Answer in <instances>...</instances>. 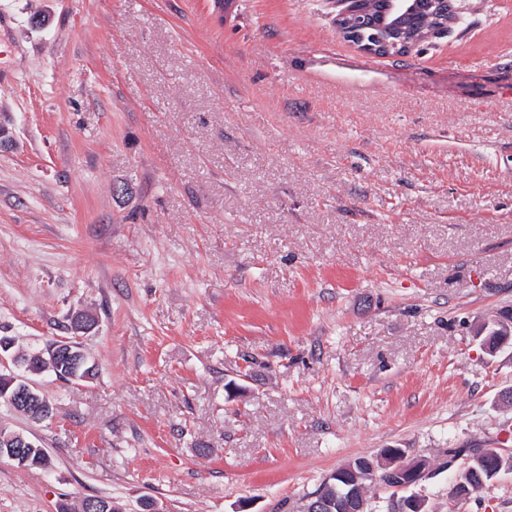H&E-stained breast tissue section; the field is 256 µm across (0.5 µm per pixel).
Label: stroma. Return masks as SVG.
<instances>
[{
  "mask_svg": "<svg viewBox=\"0 0 512 512\" xmlns=\"http://www.w3.org/2000/svg\"><path fill=\"white\" fill-rule=\"evenodd\" d=\"M369 56L331 0H0V336L68 335L93 380L39 377L0 428V512H300L386 448L429 512L451 448L512 449V0ZM490 331L492 338H487L486 344L489 351L494 352L500 345L512 339V314L507 317L489 314L476 327L477 336H483ZM11 337L3 336L0 339V365L1 367L8 369L11 371L12 375L15 379L12 381L14 384L16 381H20L22 383L21 389L16 393L15 401L22 407L26 408L25 413L27 415H31L34 419L33 421H42L49 417H51L53 409L49 403L47 397L42 394L37 385L26 378L23 375H16L12 372L9 366L8 358L14 361L15 356L10 355V350L12 349ZM8 357V358H7ZM36 391H38L36 393ZM40 396V397H39ZM40 398L44 401H40ZM2 439L9 447L8 452L11 460L20 461L22 464L26 463L27 449L24 448H30V451H33L34 458L38 456L43 463V466L48 465L49 459L45 450L33 442L36 447L34 448L31 443L26 442V438L22 435L15 434L13 436H3L2 434Z\"/></svg>",
  "mask_w": 512,
  "mask_h": 512,
  "instance_id": "stroma-1",
  "label": "stroma"
}]
</instances>
